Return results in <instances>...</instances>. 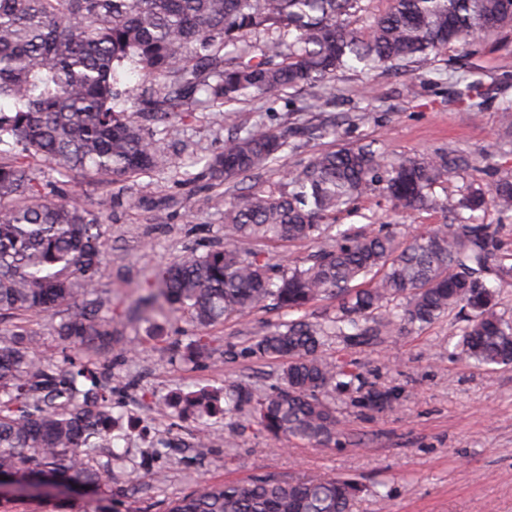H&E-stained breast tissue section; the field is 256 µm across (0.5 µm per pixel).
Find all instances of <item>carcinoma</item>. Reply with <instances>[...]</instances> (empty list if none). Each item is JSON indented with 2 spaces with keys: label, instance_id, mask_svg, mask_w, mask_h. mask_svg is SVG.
<instances>
[{
  "label": "carcinoma",
  "instance_id": "cac0c4a2",
  "mask_svg": "<svg viewBox=\"0 0 512 512\" xmlns=\"http://www.w3.org/2000/svg\"><path fill=\"white\" fill-rule=\"evenodd\" d=\"M358 0H0V315L63 313L65 345L112 343V319L100 315L104 246L100 212L65 202L29 177L24 159L39 157L64 177L78 171L110 184L164 164L138 113L163 131H180L194 105L233 104L286 89L327 84L352 64L393 69L425 60L449 44L512 29V0H391L369 34L349 28ZM138 71L144 95L120 89ZM284 134L255 124L224 142L205 173L233 184L224 208V247L186 253L159 274L158 291L134 307L145 318L188 310L201 327L243 316L271 301L291 314L322 298L326 318L287 319L259 333L252 350L285 358L280 384L254 396L240 387L231 409L252 406L257 425L275 437L323 446L342 434L331 391L350 389V363L324 353L333 337L349 347L429 324L460 308L469 315L458 346L486 369L512 365V320L498 310L499 288L512 276V254L499 252L491 224L474 212L493 206L512 217V178L491 194L466 187L455 224L402 238L350 229L325 235L330 219L371 187L394 211L431 203L432 185L474 168L453 148L387 161L371 146L322 152L287 187L266 194L239 183L282 159ZM316 242L307 264L274 276L252 247ZM22 327L0 337V474L35 483L68 479L99 488L120 454L90 464L98 441L112 436L106 389L94 377L37 353ZM364 408H393L384 387L355 388ZM361 488L329 479L297 482L261 476L246 485L205 484L167 512H352Z\"/></svg>",
  "mask_w": 512,
  "mask_h": 512
}]
</instances>
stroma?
Returning a JSON list of instances; mask_svg holds the SVG:
<instances>
[{
  "label": "stroma",
  "instance_id": "1",
  "mask_svg": "<svg viewBox=\"0 0 512 512\" xmlns=\"http://www.w3.org/2000/svg\"><path fill=\"white\" fill-rule=\"evenodd\" d=\"M471 76V97L452 87ZM512 104V31L451 45L402 72L348 69L327 92L287 90L230 107L192 112L178 135L168 136L151 117L152 133L167 163L151 174L104 185L74 174L61 177L52 165L31 158L25 167L45 190L105 210V248L100 277L103 316L112 320L111 349L62 347L55 315L27 314L0 322L21 325L39 340L42 354L92 369L112 392L114 450L121 467L97 495L58 492L0 497V512H165L169 503L199 482L243 483L259 475L290 480L343 478L362 491L353 512H512V367L485 371L456 347L464 317L451 313L421 329L362 348L332 342L329 356L350 361L359 384L401 390L393 410L372 411L337 393L342 434L324 447L277 439L261 430L250 407L205 419L194 411L159 410L171 396L200 390L216 399L234 386L253 394L271 391L282 362L255 355L253 341L284 319L267 306L206 329L190 312L154 322L132 310L135 288L155 285L158 271L187 251L205 254L224 244L227 184L203 176L200 158L220 153L226 139L258 121L287 133L282 163L261 171L250 184L277 192L289 174L318 153L370 144L388 159L431 155L447 146L479 157L473 178L486 189L512 176V144L503 142L502 109ZM347 121L338 136L321 135L328 116ZM465 179L437 184L435 205L392 213L379 190L357 197L335 223L357 231L391 230L412 235L427 224L452 221ZM205 338L212 357L186 360L187 348ZM206 447H198L200 436Z\"/></svg>",
  "mask_w": 512,
  "mask_h": 512
}]
</instances>
